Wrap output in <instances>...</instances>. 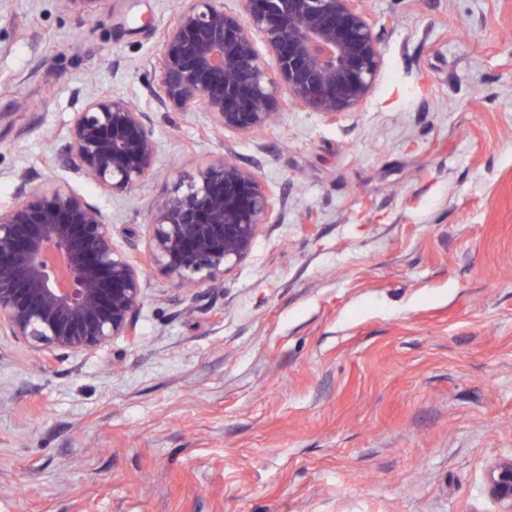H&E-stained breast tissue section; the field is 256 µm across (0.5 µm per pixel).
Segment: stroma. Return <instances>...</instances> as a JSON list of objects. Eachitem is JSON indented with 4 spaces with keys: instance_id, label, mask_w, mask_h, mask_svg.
Wrapping results in <instances>:
<instances>
[{
    "instance_id": "1",
    "label": "stroma",
    "mask_w": 512,
    "mask_h": 512,
    "mask_svg": "<svg viewBox=\"0 0 512 512\" xmlns=\"http://www.w3.org/2000/svg\"><path fill=\"white\" fill-rule=\"evenodd\" d=\"M180 0H0V206L52 176L138 256L148 204L229 156L280 189L215 286L145 269L134 338L42 362L0 333V512H498L512 455V0H362L356 109L255 135L149 87ZM151 118L134 197L66 167L86 99ZM484 490L499 512H512V456L495 459L485 471Z\"/></svg>"
}]
</instances>
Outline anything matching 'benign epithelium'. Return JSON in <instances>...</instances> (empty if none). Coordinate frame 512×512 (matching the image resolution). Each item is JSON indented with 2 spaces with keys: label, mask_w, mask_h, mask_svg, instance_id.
<instances>
[{
  "label": "benign epithelium",
  "mask_w": 512,
  "mask_h": 512,
  "mask_svg": "<svg viewBox=\"0 0 512 512\" xmlns=\"http://www.w3.org/2000/svg\"><path fill=\"white\" fill-rule=\"evenodd\" d=\"M360 2L242 0L232 13L224 0H181L163 33L152 96L162 108L207 113L214 130L246 135L270 129L288 101L324 115L351 110L382 65ZM64 152L114 194L140 186L158 160L146 113L114 95L75 113ZM31 180L20 174L14 201L0 207V331L41 356L91 353L131 335L142 264L115 248L111 225L82 195ZM277 204L254 171L215 159L150 209L148 265L180 285H210L250 254ZM484 490L499 512H512V456L488 464Z\"/></svg>",
  "instance_id": "1"
}]
</instances>
